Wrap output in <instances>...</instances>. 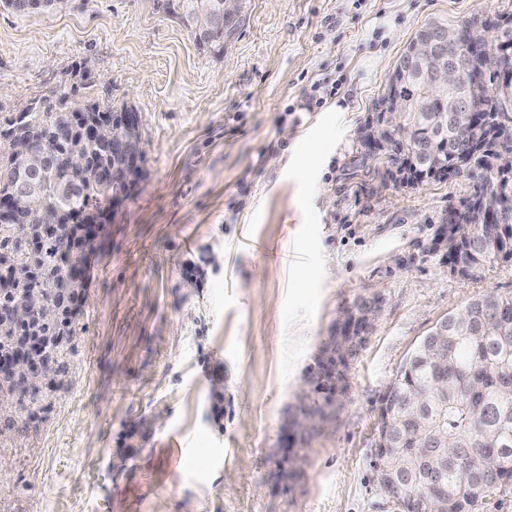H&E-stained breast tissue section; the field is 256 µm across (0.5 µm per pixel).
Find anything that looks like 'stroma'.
<instances>
[{
    "instance_id": "obj_1",
    "label": "stroma",
    "mask_w": 512,
    "mask_h": 512,
    "mask_svg": "<svg viewBox=\"0 0 512 512\" xmlns=\"http://www.w3.org/2000/svg\"><path fill=\"white\" fill-rule=\"evenodd\" d=\"M512 0H249L220 58L156 0L0 7V113L67 87L141 118L144 163L89 260L70 369L0 411V512H397L380 401L441 318L512 295V262L452 273L432 243L461 176L381 185L358 129L416 33ZM383 302L343 388L340 313Z\"/></svg>"
}]
</instances>
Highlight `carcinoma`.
<instances>
[{"label": "carcinoma", "instance_id": "1", "mask_svg": "<svg viewBox=\"0 0 512 512\" xmlns=\"http://www.w3.org/2000/svg\"><path fill=\"white\" fill-rule=\"evenodd\" d=\"M194 0H174L169 14L179 18L195 42L216 58L224 56L227 43L224 25L215 19L209 32L198 37L192 24ZM433 62L424 61L404 67V91L418 94ZM76 90L61 89L49 98H40L19 112L0 114V136L22 129L50 149L54 157L75 152L90 154L105 163L120 161L112 153V131L98 138L57 136L58 128L68 125L69 115L63 102ZM458 140L448 117V103H440L420 115L407 142L389 147V161L403 160L416 177L400 183L415 188L432 178V159L451 156ZM461 173L477 175L474 192L484 190L501 178L512 181V144L501 147L496 139L487 141L485 149L473 157ZM23 175V167L12 157L0 155V194L9 192L14 181ZM128 185L103 183L95 169L50 168L45 176L31 181L24 205L34 209L63 206L82 221L49 230L43 224L19 220L0 224V360H10L18 349L37 342L34 351L43 355L63 374L68 372V346L64 338L74 334L77 293L85 290L88 263L79 268L80 284H75L64 266L67 254L76 247L88 257L94 240H85L83 218L101 212L105 202L126 192ZM512 261V248L503 251L495 243V225L482 220L473 224L472 240L459 255L466 265L491 263L497 257ZM54 289L51 302L57 317L50 322L40 311L17 322L8 315L13 304L38 286ZM512 324V295L490 291L472 299L461 310L448 314V335L455 338L448 346L449 364L459 370L456 383L448 390L436 388V379L428 363L438 349L430 331L405 359L389 387L394 401L384 400L381 408L378 439H386L401 455L403 468L393 476L378 470L380 486L401 512H470L496 486V459L484 447L506 448L505 461L512 464V393L492 384L471 386L466 375L474 362L486 357L500 363V371L512 377V333L499 337L493 329L496 321ZM55 383L27 388L11 374H0V394L18 411L36 407ZM442 453L438 457L437 476L421 462L423 447Z\"/></svg>", "mask_w": 512, "mask_h": 512}]
</instances>
